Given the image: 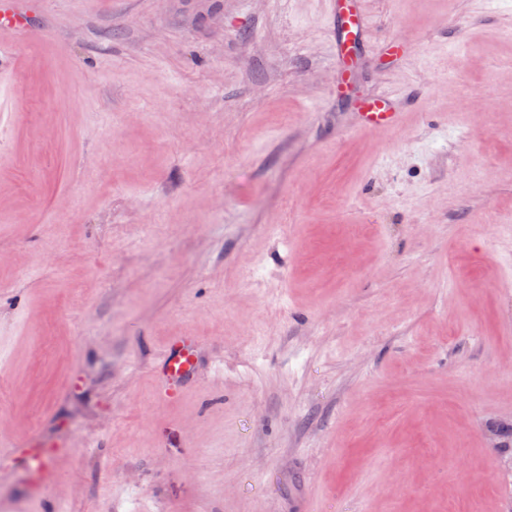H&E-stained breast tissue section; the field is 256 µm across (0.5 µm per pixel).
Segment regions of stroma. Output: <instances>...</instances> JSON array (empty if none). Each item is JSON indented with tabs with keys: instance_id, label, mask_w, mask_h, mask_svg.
<instances>
[{
	"instance_id": "35a3bbf8",
	"label": "stroma",
	"mask_w": 512,
	"mask_h": 512,
	"mask_svg": "<svg viewBox=\"0 0 512 512\" xmlns=\"http://www.w3.org/2000/svg\"><path fill=\"white\" fill-rule=\"evenodd\" d=\"M363 7L340 98L327 0H42L0 88V512H512V0ZM363 112H357L358 122L355 130L375 137L387 130H398L405 124V112H393L392 104L385 97H376L362 106ZM201 362L199 343L192 337L171 340L157 370V380L168 396L181 392L196 374ZM56 453L53 448H30L19 456V462L33 471L37 481L46 483L54 479L52 461Z\"/></svg>"
}]
</instances>
